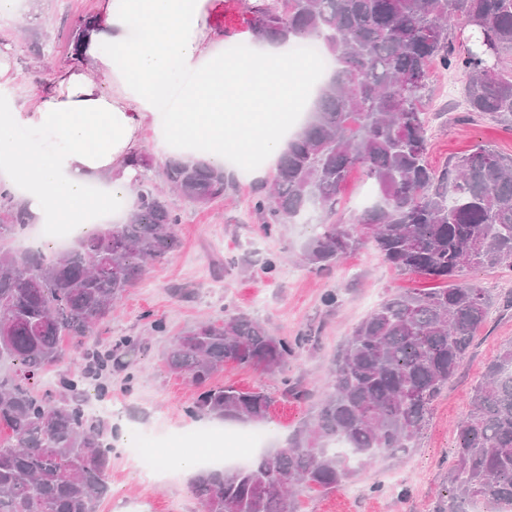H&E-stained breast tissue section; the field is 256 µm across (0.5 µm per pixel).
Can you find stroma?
Returning a JSON list of instances; mask_svg holds the SVG:
<instances>
[{
    "instance_id": "stroma-1",
    "label": "stroma",
    "mask_w": 512,
    "mask_h": 512,
    "mask_svg": "<svg viewBox=\"0 0 512 512\" xmlns=\"http://www.w3.org/2000/svg\"><path fill=\"white\" fill-rule=\"evenodd\" d=\"M255 3L216 0L212 38L217 49L250 40L248 21ZM16 12V22L0 26V52L10 56L18 100L27 104L72 68L78 18L101 15L102 9L100 0H20ZM463 81L461 74L437 64L429 70L428 160L438 169L479 144L512 155V128L467 111L461 99ZM275 169L266 156L243 163L230 157L224 172L233 189L224 201L198 206L171 196L179 217L175 250L151 265L98 326L97 334L105 341L123 336L142 340L128 369H112L106 378L107 401L124 402L125 409L108 420L114 442L110 494L98 512H168L173 503L179 512H201L191 492L194 477L179 472L178 460L188 431L213 427L214 422L192 414L196 387L165 369L162 356L171 337L228 308L258 318L279 335L307 336L304 348L283 371L228 364L217 377L218 383L260 388L271 396L268 426L281 442L306 419L352 327L391 293L433 287V280L395 270L369 244L328 270L311 268L301 252L316 231V219L281 224L267 233L252 208ZM372 200L370 181L353 171L341 190L334 222H351ZM270 261L275 264L271 271L266 268ZM466 275L489 290L493 303L458 374L435 402L417 447L377 458L335 490L303 493L297 512H438L447 504L448 470L455 461L458 424L468 409L470 390L487 363L512 345V307L504 302L512 293V277L486 268L469 269ZM329 291L338 295L332 306L323 300ZM158 321L165 324V332L154 330ZM289 382L305 391L304 399L284 396ZM133 428L146 447L158 449L159 464L172 469L167 482L144 484L125 456L121 442Z\"/></svg>"
}]
</instances>
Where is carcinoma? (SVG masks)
I'll return each instance as SVG.
<instances>
[{
	"label": "carcinoma",
	"instance_id": "carcinoma-1",
	"mask_svg": "<svg viewBox=\"0 0 512 512\" xmlns=\"http://www.w3.org/2000/svg\"><path fill=\"white\" fill-rule=\"evenodd\" d=\"M100 24L79 19L72 59ZM488 29L498 51L494 72L478 46L460 52L455 30L477 39ZM256 41H316L334 62L306 123L279 157L270 190L253 202L265 229L309 213L332 217L348 172L359 167L377 186L349 224H322L303 260L329 269L365 242L402 273L450 280L383 301L338 351L330 380L288 442L253 464L201 471L194 485L204 512H285L303 491H330L361 467L414 447L433 402L463 364L485 322L491 296L465 279L473 267L512 274V156L479 145L438 171L427 160V80L433 63L463 74L471 112L512 126V0H264L252 8ZM163 182L199 205L224 199V167L172 159ZM136 210L101 224L77 246L46 255L11 246L31 214L0 185V512H96L109 492L112 430L88 414L90 392L106 391L112 359L141 341L107 345L100 320L178 243V214L142 173ZM65 335L76 338L69 350ZM301 339L230 309L176 336L166 369L191 381V413L257 425L268 419L263 391L214 383L224 365L285 368ZM71 361L76 371L52 393L31 380ZM448 512L471 502L512 509V345L485 368L459 422L448 471Z\"/></svg>",
	"mask_w": 512,
	"mask_h": 512
}]
</instances>
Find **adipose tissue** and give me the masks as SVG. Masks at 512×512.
Here are the masks:
<instances>
[{"mask_svg": "<svg viewBox=\"0 0 512 512\" xmlns=\"http://www.w3.org/2000/svg\"><path fill=\"white\" fill-rule=\"evenodd\" d=\"M105 25L72 67L27 107L0 56V176L46 224H100L135 207L130 165L150 116L167 115L160 152L217 163L276 152L298 102H312L310 64L280 45L227 59L212 40L214 0H103ZM43 130L41 149L20 140Z\"/></svg>", "mask_w": 512, "mask_h": 512, "instance_id": "obj_1", "label": "adipose tissue"}]
</instances>
